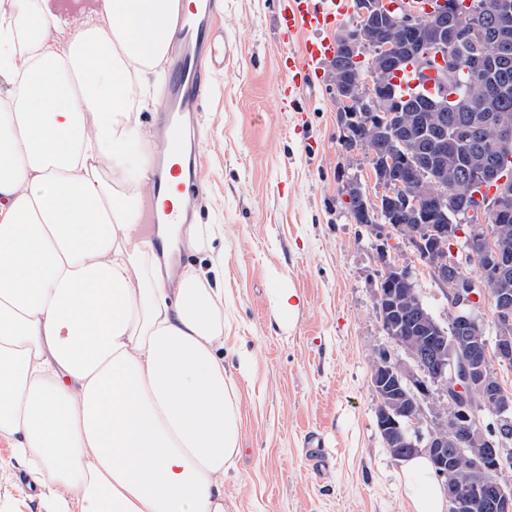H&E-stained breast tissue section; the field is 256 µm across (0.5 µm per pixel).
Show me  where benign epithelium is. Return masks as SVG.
I'll list each match as a JSON object with an SVG mask.
<instances>
[{
	"label": "benign epithelium",
	"mask_w": 512,
	"mask_h": 512,
	"mask_svg": "<svg viewBox=\"0 0 512 512\" xmlns=\"http://www.w3.org/2000/svg\"><path fill=\"white\" fill-rule=\"evenodd\" d=\"M468 9L459 11L447 0L426 4L424 0H353V12L360 23L336 41L330 60L331 73L340 74L336 100L340 103L339 121L343 140L350 150L366 147L361 131L377 138L378 153L371 156L372 175L378 189L375 202L367 201L360 180L346 184L347 200L361 202L362 209L374 212L393 230L413 226V233L403 235L407 243L428 263L436 283L448 290L455 320L470 321L473 302L488 297L497 303L500 322H512V303L486 280L476 281L453 268L448 261L447 212L458 203L448 184V171L428 160L408 163V141L394 129L395 117L403 108L391 103L385 80L368 81L354 94L359 77L353 70L338 68L341 58H362L369 53L382 60L394 72L407 62L415 63L419 72L434 71L439 92L430 106L441 112H489L500 87L490 78L496 68L494 57L487 52L491 38H512V0H493L483 9L467 0ZM376 112L378 116L360 127L354 119ZM491 126L499 153L488 161H474L463 155L459 163L472 172L474 181L493 184L489 194H471L463 208L472 218L469 237L470 254L486 265L505 267L512 259V246L491 233L485 225L487 214L499 220L512 215V183L500 177L501 155L512 154V121L495 115L485 118ZM382 271L378 275L377 299L382 324L397 346L414 361L421 378L413 393L408 375L387 355L376 359L371 369L372 389L377 399V424L385 447L394 450L397 460L427 453L439 468L449 512H472L486 507L489 512H512V489L501 480L512 468V455H504L503 445L489 439L479 425L475 410L462 396L464 388L480 387L499 401V408L512 406L494 391L492 378L486 374L484 355L474 344L466 358H454L453 349L471 342V336L440 337L435 342L413 335L412 320L424 325L435 324L432 315L415 306V285L409 269L380 250ZM442 390L456 402L455 415L446 429L435 427L422 433L418 424L425 415L424 397L428 386ZM465 460L478 476L496 474L488 499L480 494V484L472 492L460 489L448 458Z\"/></svg>",
	"instance_id": "7a95c632"
}]
</instances>
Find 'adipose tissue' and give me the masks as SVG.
<instances>
[{"mask_svg": "<svg viewBox=\"0 0 512 512\" xmlns=\"http://www.w3.org/2000/svg\"><path fill=\"white\" fill-rule=\"evenodd\" d=\"M180 0H103L74 28L0 8V436L47 512H224L239 394L224 373V257L200 224L141 226ZM409 512L447 506L427 456Z\"/></svg>", "mask_w": 512, "mask_h": 512, "instance_id": "ef3b65f1", "label": "adipose tissue"}]
</instances>
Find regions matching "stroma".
Instances as JSON below:
<instances>
[{"mask_svg":"<svg viewBox=\"0 0 512 512\" xmlns=\"http://www.w3.org/2000/svg\"><path fill=\"white\" fill-rule=\"evenodd\" d=\"M220 23L231 51L206 84L196 124L201 165L191 193L197 221L219 224L224 253L226 377L240 392V456L224 477V512H406L401 463L385 450L376 423L371 368L381 352L411 376L413 360L378 315L379 246L399 255L440 324L448 295L427 264L393 229L375 236L351 217L344 186L360 177L375 195L368 149H347L328 65L310 85L282 72L313 30L285 40L281 0H223ZM292 289L295 312L277 294ZM252 360L238 376V353ZM318 433L324 465L314 469L304 440ZM10 442L0 437V501L39 512Z\"/></svg>","mask_w":512,"mask_h":512,"instance_id":"35a3bbf8","label":"stroma"}]
</instances>
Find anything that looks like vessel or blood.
Instances as JSON below:
<instances>
[{
    "instance_id": "vessel-or-blood-1",
    "label": "vessel or blood",
    "mask_w": 512,
    "mask_h": 512,
    "mask_svg": "<svg viewBox=\"0 0 512 512\" xmlns=\"http://www.w3.org/2000/svg\"><path fill=\"white\" fill-rule=\"evenodd\" d=\"M346 0H327L325 6L313 0H299L293 7L280 10L279 29L290 38L303 31L333 26L346 12ZM224 9L222 0H198L190 13L179 15L178 33L169 58L170 77L161 110L164 114L158 125L159 152L149 173L146 196L156 202L168 190L169 177L179 176L182 169L196 171L198 164L195 141L188 135L190 114L199 112L203 101V89L208 73L223 69L226 47L224 33L217 19ZM336 43L332 40L306 42L302 61L288 59L287 70L295 72L300 83L310 82L318 63L332 57ZM406 94H430L434 86L421 82L416 73L405 70L395 80ZM151 224H190L192 213H184L174 204H167L164 212L149 209Z\"/></svg>"
}]
</instances>
